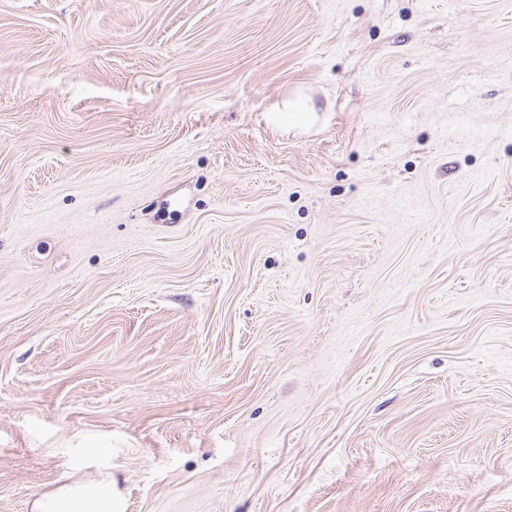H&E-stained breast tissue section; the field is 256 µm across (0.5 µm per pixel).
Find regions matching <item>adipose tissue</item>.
I'll use <instances>...</instances> for the list:
<instances>
[{
    "instance_id": "adipose-tissue-1",
    "label": "adipose tissue",
    "mask_w": 512,
    "mask_h": 512,
    "mask_svg": "<svg viewBox=\"0 0 512 512\" xmlns=\"http://www.w3.org/2000/svg\"><path fill=\"white\" fill-rule=\"evenodd\" d=\"M39 512H123V500L113 480L62 490L37 505Z\"/></svg>"
}]
</instances>
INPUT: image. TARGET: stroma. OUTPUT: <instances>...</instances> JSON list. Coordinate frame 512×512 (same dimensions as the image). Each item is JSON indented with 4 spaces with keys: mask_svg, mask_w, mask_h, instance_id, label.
Wrapping results in <instances>:
<instances>
[{
    "mask_svg": "<svg viewBox=\"0 0 512 512\" xmlns=\"http://www.w3.org/2000/svg\"><path fill=\"white\" fill-rule=\"evenodd\" d=\"M107 477L512 512V0H0V512Z\"/></svg>",
    "mask_w": 512,
    "mask_h": 512,
    "instance_id": "stroma-1",
    "label": "stroma"
}]
</instances>
